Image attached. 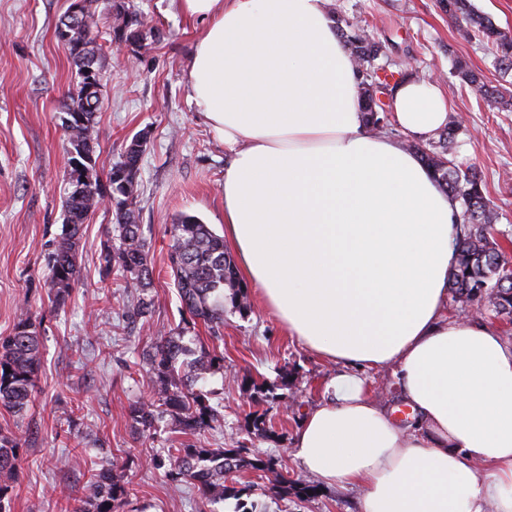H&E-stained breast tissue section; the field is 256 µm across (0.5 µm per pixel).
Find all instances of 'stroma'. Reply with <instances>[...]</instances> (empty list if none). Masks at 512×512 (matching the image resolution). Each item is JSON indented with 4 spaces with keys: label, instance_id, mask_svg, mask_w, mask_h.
<instances>
[{
    "label": "stroma",
    "instance_id": "obj_1",
    "mask_svg": "<svg viewBox=\"0 0 512 512\" xmlns=\"http://www.w3.org/2000/svg\"><path fill=\"white\" fill-rule=\"evenodd\" d=\"M131 2L152 19L157 37L150 48L137 51L104 39L95 159L99 174H107L127 139L147 131L139 206L154 265L155 309L138 331L121 325L124 280L100 274V249L112 219L107 207L84 226L79 285L62 308L49 298L44 266L62 229L67 163L60 116L77 81L66 48L54 36L69 2L0 0V336L12 332L24 308L45 330V351L26 411L17 416L0 408V427L15 433L26 450L12 512H70L87 494L93 473L108 462L131 489L126 512H196L195 492L173 485L152 463L162 449L183 441V434L170 424L143 437L126 420L131 403L152 397L146 373L131 375L130 367L155 337L168 335L180 321L167 258L171 225L187 214L216 233L224 231V169L230 155L190 99L185 81L205 22L185 17L176 0ZM339 2L390 50L414 58L419 71L437 74L450 114L465 117L457 158L482 171L486 194L500 214L498 229L512 230V112L489 110L448 75L456 54L488 84L506 86L512 94L490 52L478 40L463 39L438 0ZM248 299L247 314L225 313L221 339H213L200 323L190 331L197 344L224 354L223 373L206 377L209 388L223 392L224 420L196 436L195 444L233 447L247 438V414L263 413L275 435L254 445L279 463L260 479L241 473V482H257L254 499L268 512H357L359 493L352 488L325 486L303 502L278 498L276 479L310 477L292 454L293 436L322 401L338 366L289 336L256 293ZM249 376L264 380L273 398L251 401L241 383Z\"/></svg>",
    "mask_w": 512,
    "mask_h": 512
}]
</instances>
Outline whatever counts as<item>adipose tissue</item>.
I'll use <instances>...</instances> for the list:
<instances>
[{
  "label": "adipose tissue",
  "mask_w": 512,
  "mask_h": 512,
  "mask_svg": "<svg viewBox=\"0 0 512 512\" xmlns=\"http://www.w3.org/2000/svg\"><path fill=\"white\" fill-rule=\"evenodd\" d=\"M331 0H178L206 20L189 96L231 155L224 238L289 336L342 364L293 454L359 512H512V345L445 313L458 206L419 156L373 134ZM392 118L425 139L448 121L409 79ZM393 367L418 413L400 427L363 370Z\"/></svg>",
  "instance_id": "adipose-tissue-1"
}]
</instances>
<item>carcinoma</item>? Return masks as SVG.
Returning a JSON list of instances; mask_svg holds the SVG:
<instances>
[{"mask_svg": "<svg viewBox=\"0 0 512 512\" xmlns=\"http://www.w3.org/2000/svg\"><path fill=\"white\" fill-rule=\"evenodd\" d=\"M84 3L81 17L74 19L65 14L54 29L56 40L64 42L69 51L79 81L68 92L69 103L65 104L62 127L69 144V158L63 173L64 224L49 254L45 281L55 305H65L81 277L78 251L83 224L100 206H112L113 239L103 244L100 265L107 277L115 269L120 271L126 287L134 289L122 318L128 326L135 327L148 323L153 308L149 295L153 263L139 222L138 207L140 165L147 133L139 132L131 138L106 178L98 175L93 154L101 101L84 95V86L88 70L92 71L95 84H101L100 54L93 35L99 0H84ZM439 6L449 17L465 21L464 38L475 35L491 47L503 74L512 72V35L502 31L490 18L474 12L469 0H439ZM110 12L112 42L141 49L147 46L148 39L155 37V28L126 0H112ZM331 15L355 65L367 127L385 136H398L391 109L385 108L377 97L379 88L393 94L399 84L394 79L397 72L403 80H418L420 76L404 70L407 63L392 59L386 45L377 41L342 6L331 5ZM451 74L488 107L505 111L512 105L504 93L488 84L465 60L454 58ZM462 128L460 121L452 119L436 136L421 141L406 140L402 145L420 156L458 203L456 262L448 274L451 301L478 307L486 301L496 316L511 323L512 269L507 265L512 260L500 242V238L506 239L508 235L494 227L499 213L486 196L478 169L452 158ZM170 233L168 262L185 314L182 323L194 326L201 321L213 338L219 339L224 329V309L229 307L244 314L250 308L234 263L224 250V237L192 215H185L171 225ZM41 326V322L25 311L17 317L12 333L0 336V408L15 415L26 410L41 365ZM142 362L154 399L129 406L127 419L135 431L154 435L162 430L164 418L169 416L184 433L196 434L212 428L223 418L220 392L206 388L202 380L207 373L224 372V353L194 350L180 329L169 336L156 337L143 354ZM246 420L254 437L273 436V426L264 415L250 412ZM21 461V440L0 427V512H10ZM153 465L165 469L172 483L195 489L199 509L203 510L216 498H238L251 491L249 485L239 488L227 484L228 475L243 470L272 472L277 458L243 443L236 448H198L182 443L155 458ZM318 493L316 482L302 480H283L277 491L281 496L298 500L313 498ZM128 499L126 483L112 473L109 464L101 469L82 506L75 512H125Z\"/></svg>", "mask_w": 512, "mask_h": 512, "instance_id": "1", "label": "carcinoma"}]
</instances>
